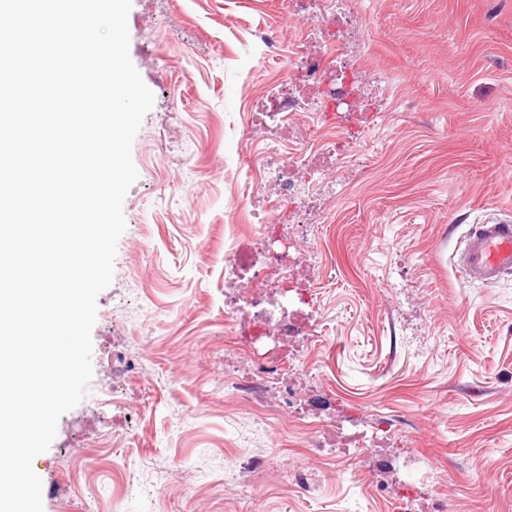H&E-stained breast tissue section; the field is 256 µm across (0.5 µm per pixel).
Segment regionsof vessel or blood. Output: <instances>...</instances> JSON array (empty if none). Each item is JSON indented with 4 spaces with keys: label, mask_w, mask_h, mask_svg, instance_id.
I'll use <instances>...</instances> for the list:
<instances>
[{
    "label": "vessel or blood",
    "mask_w": 512,
    "mask_h": 512,
    "mask_svg": "<svg viewBox=\"0 0 512 512\" xmlns=\"http://www.w3.org/2000/svg\"><path fill=\"white\" fill-rule=\"evenodd\" d=\"M458 265L466 279L486 285L512 275V220L489 218L471 225Z\"/></svg>",
    "instance_id": "b4317fda"
}]
</instances>
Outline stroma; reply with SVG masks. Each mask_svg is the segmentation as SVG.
<instances>
[{
    "label": "stroma",
    "mask_w": 512,
    "mask_h": 512,
    "mask_svg": "<svg viewBox=\"0 0 512 512\" xmlns=\"http://www.w3.org/2000/svg\"><path fill=\"white\" fill-rule=\"evenodd\" d=\"M374 75L363 157L325 209L277 228L315 253L299 285L316 330L302 341L311 400L391 420L400 479L448 512H512V278L467 281L471 224L512 216V0H352ZM281 29L280 55L257 34ZM129 54L155 101L133 145L112 284L97 298L93 377L40 456L44 512H387L356 470L311 454L277 408L224 387L238 359L224 321V252L277 215L248 160L265 132L250 108L288 75L299 23L284 0H132ZM135 366L115 372L113 351ZM126 489L77 470L89 457ZM303 468L312 487L287 478Z\"/></svg>",
    "instance_id": "stroma-1"
}]
</instances>
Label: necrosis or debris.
<instances>
[{
  "label": "necrosis or debris",
  "mask_w": 512,
  "mask_h": 512,
  "mask_svg": "<svg viewBox=\"0 0 512 512\" xmlns=\"http://www.w3.org/2000/svg\"><path fill=\"white\" fill-rule=\"evenodd\" d=\"M349 0H285L289 17L314 31L315 48L299 41L291 73L280 83L276 96L256 103L270 144L253 158L261 179L275 186L277 200L297 213L306 203L320 199L324 170L315 165L296 170L294 160L284 157L278 143L284 132H292L301 153H313L336 161L338 144L356 139L372 119L358 93V74L353 64L344 62L350 37L347 26ZM337 112L343 124L327 129L322 115ZM311 259L310 254L278 249L270 231H263L247 252L228 250L224 269L228 274L249 273L243 287L224 297V319L233 325V341L246 356L243 366L233 367L231 386L248 401L274 398L280 411L307 417L305 439L315 453L339 460L362 458L371 477L388 473L394 459L379 446L389 439L392 427L379 419L372 432L359 431L346 436L338 448L325 447L319 435L332 424L331 401L311 404L296 380L304 360L296 350L300 337L308 335L307 324L299 320L302 305L309 298L299 288L283 287L285 276H297Z\"/></svg>",
  "instance_id": "necrosis-or-debris-1"
}]
</instances>
